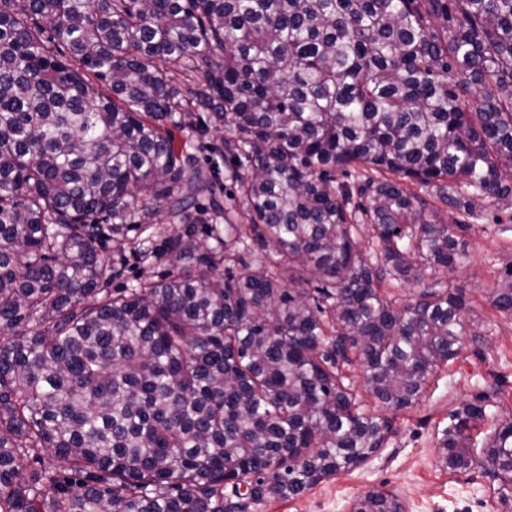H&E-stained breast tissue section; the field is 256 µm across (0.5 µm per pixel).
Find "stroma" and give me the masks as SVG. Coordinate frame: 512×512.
I'll return each instance as SVG.
<instances>
[{"label": "stroma", "mask_w": 512, "mask_h": 512, "mask_svg": "<svg viewBox=\"0 0 512 512\" xmlns=\"http://www.w3.org/2000/svg\"><path fill=\"white\" fill-rule=\"evenodd\" d=\"M483 220L464 232L461 256L453 269L427 272L435 281L462 292L468 310L467 331L458 358L431 378L420 403L400 412L387 445L359 468L336 475L296 499H269L249 512H350L352 502L370 490L396 494L405 512H512V486L501 487L482 469L464 473L444 469L438 440L466 404L481 402L486 419L472 432L482 448L496 424L512 421V317L492 307L489 295L502 270L512 263V207L492 200L483 205ZM166 214L151 223L131 225L123 242L107 241L101 255L119 262L112 285L123 288L159 280L162 264L141 261L137 243H150L182 232Z\"/></svg>", "instance_id": "1"}]
</instances>
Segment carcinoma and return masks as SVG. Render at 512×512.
<instances>
[{"label": "carcinoma", "instance_id": "carcinoma-1", "mask_svg": "<svg viewBox=\"0 0 512 512\" xmlns=\"http://www.w3.org/2000/svg\"><path fill=\"white\" fill-rule=\"evenodd\" d=\"M188 124L231 132L222 205ZM488 198L512 199V0H0V512H248L359 467L393 427L369 401L417 405L460 355L465 299L424 279ZM163 210L168 272L107 289L103 241ZM491 302L512 314V265ZM484 417L440 462L507 486L512 422L480 459Z\"/></svg>", "mask_w": 512, "mask_h": 512}]
</instances>
